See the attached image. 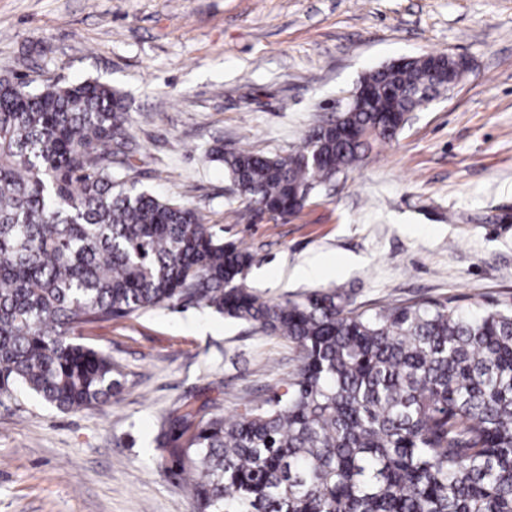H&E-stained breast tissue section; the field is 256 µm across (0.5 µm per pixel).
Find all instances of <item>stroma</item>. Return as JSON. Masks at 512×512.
Returning a JSON list of instances; mask_svg holds the SVG:
<instances>
[{"mask_svg": "<svg viewBox=\"0 0 512 512\" xmlns=\"http://www.w3.org/2000/svg\"><path fill=\"white\" fill-rule=\"evenodd\" d=\"M464 80L296 216L246 205L208 153L284 154L334 119L368 71L427 53ZM92 79L125 97L139 185L196 208L278 302L315 288L356 306L512 304V0H0V75ZM324 265L317 279L301 275ZM123 374L116 404L63 413L0 401V512H192L159 467L172 411L234 415L284 392L294 344L209 310L157 309L80 330Z\"/></svg>", "mask_w": 512, "mask_h": 512, "instance_id": "1", "label": "stroma"}]
</instances>
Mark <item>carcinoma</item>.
<instances>
[{
  "label": "carcinoma",
  "instance_id": "1",
  "mask_svg": "<svg viewBox=\"0 0 512 512\" xmlns=\"http://www.w3.org/2000/svg\"><path fill=\"white\" fill-rule=\"evenodd\" d=\"M418 57L363 78L371 111L310 129L286 155L209 150L252 210L295 215L467 73ZM123 95L95 80L0 76V397L62 412L112 403L121 371L74 341L152 309H208L283 336L281 394L230 418H161V466L193 512H512V305L417 299L361 310L344 288L270 302L251 253L194 208L128 184Z\"/></svg>",
  "mask_w": 512,
  "mask_h": 512
}]
</instances>
